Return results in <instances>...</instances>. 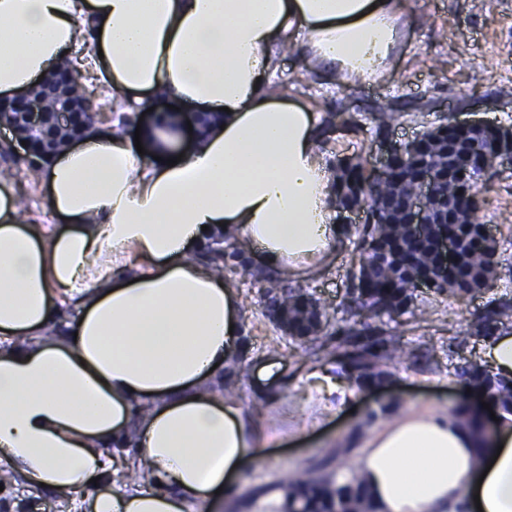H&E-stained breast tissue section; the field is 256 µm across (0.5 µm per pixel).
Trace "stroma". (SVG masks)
I'll list each match as a JSON object with an SVG mask.
<instances>
[{
  "instance_id": "stroma-1",
  "label": "stroma",
  "mask_w": 512,
  "mask_h": 512,
  "mask_svg": "<svg viewBox=\"0 0 512 512\" xmlns=\"http://www.w3.org/2000/svg\"><path fill=\"white\" fill-rule=\"evenodd\" d=\"M403 38L396 51L395 68L383 79L341 82L314 67L306 56L279 52L278 80L288 83L289 97L315 112L318 120L338 114L353 118L358 127L340 130L324 146L328 159L359 155L371 164L381 161L380 145L391 139L405 142L425 130L449 121L474 118L512 125V0H406ZM388 107L396 119L379 127L377 110ZM479 216L498 240L512 241V168L493 170L479 193ZM352 247L342 241L331 262L315 277L297 281L273 280L274 292L301 290L322 303L338 307L347 301ZM262 267L253 255L247 269L229 270L245 301L246 333L240 361L245 377L233 379L237 400L245 412L262 409V439L267 459L245 468L232 495L213 512H256L265 491L280 487L286 473L310 470L327 479L355 469L358 450L345 444L354 426L371 430L367 408L382 404L394 415L431 406L445 411L461 402V371L476 360L472 325L501 301L512 302V260L497 270L493 287L458 302L425 291L434 315L416 331L406 324L380 318L378 326L400 336L406 353L391 367L392 377L375 395L354 392L349 405L339 395L318 391L298 377L310 363L309 344L284 335L265 313V291L255 281ZM274 361L286 385L274 400L261 396L255 381L259 369Z\"/></svg>"
}]
</instances>
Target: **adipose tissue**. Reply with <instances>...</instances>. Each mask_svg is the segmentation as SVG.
Here are the masks:
<instances>
[{
    "label": "adipose tissue",
    "mask_w": 512,
    "mask_h": 512,
    "mask_svg": "<svg viewBox=\"0 0 512 512\" xmlns=\"http://www.w3.org/2000/svg\"><path fill=\"white\" fill-rule=\"evenodd\" d=\"M403 0H0V96L84 47L125 121L150 98L215 115L185 149L154 131L149 163L121 130L90 129L41 172L55 226L21 215L0 175V461L28 485L72 495L135 467L162 490H121L86 512H193L261 462L260 416L213 390L237 366L242 296L197 258L223 233L292 278L340 244L336 174L312 112L274 89L275 46L305 38L345 81L383 76ZM65 341L47 339L64 305ZM512 381V328L477 345ZM116 446L105 455L106 445ZM357 473L374 512H512V413L485 439L419 409L375 429Z\"/></svg>",
    "instance_id": "1"
}]
</instances>
